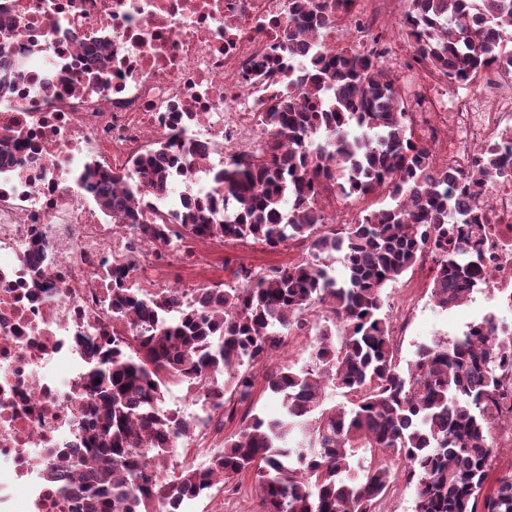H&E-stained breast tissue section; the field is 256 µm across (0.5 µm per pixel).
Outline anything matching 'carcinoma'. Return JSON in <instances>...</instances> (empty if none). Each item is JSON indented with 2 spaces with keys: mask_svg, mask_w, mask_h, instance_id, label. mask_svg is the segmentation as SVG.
Returning <instances> with one entry per match:
<instances>
[{
  "mask_svg": "<svg viewBox=\"0 0 512 512\" xmlns=\"http://www.w3.org/2000/svg\"><path fill=\"white\" fill-rule=\"evenodd\" d=\"M406 2L409 35L432 75L468 86L512 54V0ZM354 5L288 0V21L297 27L274 50L292 54L335 9ZM409 111L385 72L355 47L315 54L258 113L267 160L224 162L217 177L224 220L214 205L198 203L179 217L191 236L271 249L305 240L307 256L266 270L240 265L234 281L199 289L198 304L178 310L166 295L141 298L127 287L128 270H112V317L133 326L138 348L114 344L89 369L94 406L86 437L97 512H183L218 482L238 489L248 474L262 512H376L399 479L414 486V512H512V470L485 489L490 424L509 359L505 330L489 314L460 336L420 346L403 372L383 313L388 285L427 256L435 265L430 295L440 308L460 305L482 284L477 199L486 179L512 178V150L483 149L460 182L435 174L407 124ZM135 164L145 184L167 178V160L152 149ZM321 177L347 198L385 188L393 204L338 233L314 202ZM94 181L103 207L125 213L105 177ZM291 336L310 339L312 366L267 371L265 390L281 399L280 415L266 420L248 409L206 469L164 477L159 464L196 423L154 411L160 373L191 388L224 376L219 433L236 404L251 399L254 367ZM329 389L350 397L351 407L325 406ZM356 448L386 457L354 469Z\"/></svg>",
  "mask_w": 512,
  "mask_h": 512,
  "instance_id": "carcinoma-1",
  "label": "carcinoma"
}]
</instances>
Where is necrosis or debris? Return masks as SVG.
<instances>
[{
  "label": "necrosis or debris",
  "mask_w": 512,
  "mask_h": 512,
  "mask_svg": "<svg viewBox=\"0 0 512 512\" xmlns=\"http://www.w3.org/2000/svg\"><path fill=\"white\" fill-rule=\"evenodd\" d=\"M401 0H368L319 36L330 53L354 45L398 75L385 33ZM288 33V0H0V512H94L80 497L90 451L89 366L131 338L112 320V267L130 265L143 296L194 302L212 277L213 239L147 232L209 202L231 154L254 152L263 109L259 69L287 78L270 47ZM413 115L431 166L464 177L478 150L512 131V78L486 68L448 113ZM177 143L175 175L131 197L112 218L83 179L88 164L124 194L143 150ZM485 285L512 317V181L484 183ZM24 487L15 499V487ZM75 495L62 497V487Z\"/></svg>",
  "instance_id": "necrosis-or-debris-1"
}]
</instances>
